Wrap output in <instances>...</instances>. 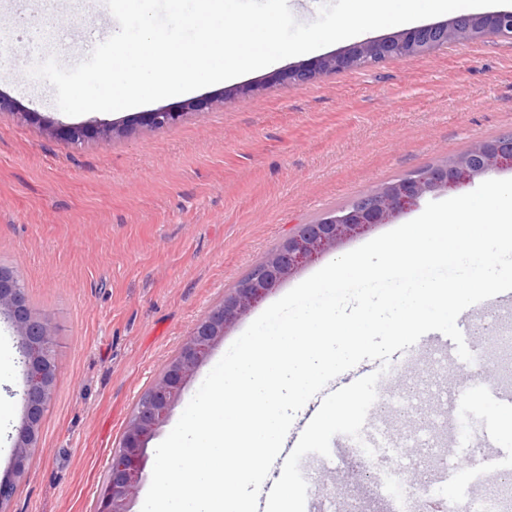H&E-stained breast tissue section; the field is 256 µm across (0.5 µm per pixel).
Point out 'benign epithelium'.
Returning <instances> with one entry per match:
<instances>
[{
	"mask_svg": "<svg viewBox=\"0 0 512 512\" xmlns=\"http://www.w3.org/2000/svg\"><path fill=\"white\" fill-rule=\"evenodd\" d=\"M512 34V12L461 15L444 23L418 27L368 40L340 53L289 68L275 76L279 83L303 85L326 73L358 69L384 60L430 54L444 46ZM180 112L158 110L147 114L155 127L170 126ZM512 168V133L474 145L464 155L419 170L375 191L360 195L349 205L331 211L312 224H302L275 251L256 263L224 301L200 319L178 355L142 396L125 428L121 446L100 496L99 512H131L143 478L148 444L212 347L224 338L227 326L264 298L295 271L337 243L376 224H386L431 193L455 190L475 179ZM0 315L13 325L23 357L26 384L24 413L17 428L11 476L0 479V512L13 494L15 480L27 471L31 449L57 378V352L51 321L29 305L13 272L0 271Z\"/></svg>",
	"mask_w": 512,
	"mask_h": 512,
	"instance_id": "1",
	"label": "benign epithelium"
}]
</instances>
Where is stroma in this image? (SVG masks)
I'll list each match as a JSON object with an SVG mask.
<instances>
[{"label":"stroma","instance_id":"obj_1","mask_svg":"<svg viewBox=\"0 0 512 512\" xmlns=\"http://www.w3.org/2000/svg\"><path fill=\"white\" fill-rule=\"evenodd\" d=\"M36 25H0V265L11 267L32 307L54 327L58 374L26 475L10 512H95L100 486L134 406L180 350L195 323L252 266L300 225L359 195L512 132V37L459 41L431 54L331 73L306 85L273 82L275 68L113 113L63 114L54 90L29 76L53 56L63 66L89 55L106 30L99 0H0ZM257 85L245 101L234 86ZM202 110H189L191 102ZM183 110L173 126L142 121L147 111ZM91 129L68 142L48 122ZM128 125L103 140L94 129ZM343 241L298 269L256 303L214 345L157 431L163 440L208 372L269 305L329 262L414 218ZM473 361L430 332L404 352L405 370L377 388L418 395L415 416L379 411L402 456L438 477L429 434L434 412L464 416L467 439L443 428L457 474L449 494L498 495L512 512V383L502 381L497 339L512 336V308L474 315ZM0 476L10 465L22 418L24 366L17 335L0 316ZM305 512H390L367 493L370 476L334 436L329 456L306 455Z\"/></svg>","mask_w":512,"mask_h":512}]
</instances>
